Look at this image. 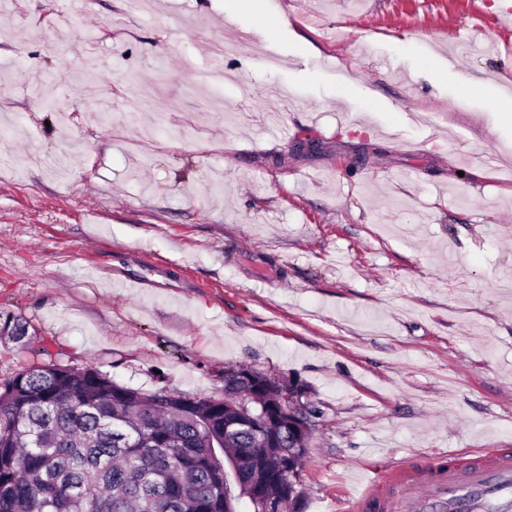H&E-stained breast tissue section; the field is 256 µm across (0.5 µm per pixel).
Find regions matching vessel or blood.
<instances>
[{"label":"vessel or blood","mask_w":512,"mask_h":512,"mask_svg":"<svg viewBox=\"0 0 512 512\" xmlns=\"http://www.w3.org/2000/svg\"><path fill=\"white\" fill-rule=\"evenodd\" d=\"M512 498V452L480 451L465 467L412 470L400 461L375 472L338 512H476L489 497Z\"/></svg>","instance_id":"vessel-or-blood-1"}]
</instances>
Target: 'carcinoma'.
Listing matches in <instances>:
<instances>
[{
  "mask_svg": "<svg viewBox=\"0 0 512 512\" xmlns=\"http://www.w3.org/2000/svg\"><path fill=\"white\" fill-rule=\"evenodd\" d=\"M29 327L0 312L1 342L50 355ZM246 389L228 376L224 397L175 406L163 388L143 393L97 368L23 367L0 379V512H224V497L243 496L259 469L276 471L278 449L293 444L224 438V411ZM301 476L281 471L277 488L296 489Z\"/></svg>",
  "mask_w": 512,
  "mask_h": 512,
  "instance_id": "carcinoma-1",
  "label": "carcinoma"
}]
</instances>
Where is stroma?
Listing matches in <instances>:
<instances>
[{
  "instance_id": "obj_1",
  "label": "stroma",
  "mask_w": 512,
  "mask_h": 512,
  "mask_svg": "<svg viewBox=\"0 0 512 512\" xmlns=\"http://www.w3.org/2000/svg\"><path fill=\"white\" fill-rule=\"evenodd\" d=\"M492 3L269 0L271 41L244 0H0V311L144 393L299 376L306 512L369 468L512 449Z\"/></svg>"
}]
</instances>
